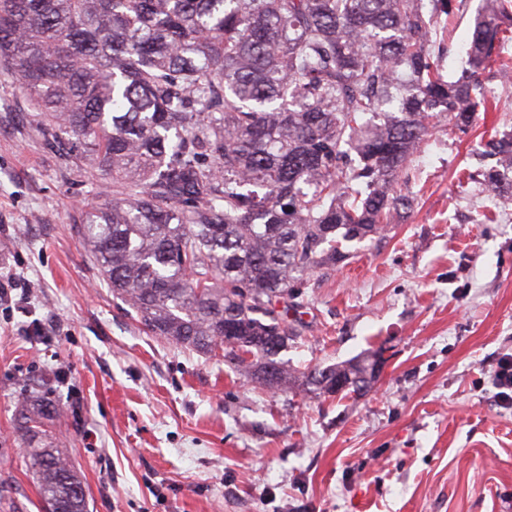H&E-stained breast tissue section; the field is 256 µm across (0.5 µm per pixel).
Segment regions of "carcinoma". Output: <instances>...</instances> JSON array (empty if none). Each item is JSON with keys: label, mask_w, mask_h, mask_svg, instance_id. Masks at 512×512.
Instances as JSON below:
<instances>
[{"label": "carcinoma", "mask_w": 512, "mask_h": 512, "mask_svg": "<svg viewBox=\"0 0 512 512\" xmlns=\"http://www.w3.org/2000/svg\"><path fill=\"white\" fill-rule=\"evenodd\" d=\"M463 0H0V58L66 164L112 179L77 237L112 293L155 336L266 387L299 377L295 289L384 232L411 201L403 175L448 116L488 108L480 75L512 42V0H483L467 61L445 75L431 21ZM483 185L512 203V132L487 142ZM363 360L302 385L360 394ZM59 413L27 396L17 434L48 512H87L83 482L48 441Z\"/></svg>", "instance_id": "cac0c4a2"}]
</instances>
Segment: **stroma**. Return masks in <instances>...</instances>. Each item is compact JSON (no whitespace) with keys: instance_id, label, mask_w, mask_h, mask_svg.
<instances>
[{"instance_id":"1","label":"stroma","mask_w":512,"mask_h":512,"mask_svg":"<svg viewBox=\"0 0 512 512\" xmlns=\"http://www.w3.org/2000/svg\"><path fill=\"white\" fill-rule=\"evenodd\" d=\"M482 0L433 27L461 66ZM462 133L448 121L410 165L408 217L316 271L284 354L312 367L379 356L361 395L281 393L152 336L75 235L105 178L67 168L0 59V512H44L15 433L24 382L81 475L88 512H512V408L492 371L512 351V208L471 172L512 130V86Z\"/></svg>"}]
</instances>
